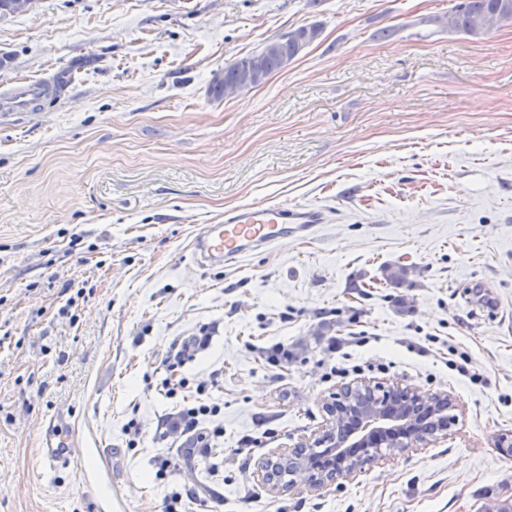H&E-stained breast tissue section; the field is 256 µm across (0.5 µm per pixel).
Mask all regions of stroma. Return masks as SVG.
<instances>
[{"mask_svg": "<svg viewBox=\"0 0 512 512\" xmlns=\"http://www.w3.org/2000/svg\"><path fill=\"white\" fill-rule=\"evenodd\" d=\"M450 6L36 0L0 18V512H166L175 491L189 512L512 501V25L454 32ZM301 26L319 35L286 67L212 97L215 72ZM26 83L57 90L20 106ZM266 204L325 222L199 263L202 225ZM392 263L412 288L386 283ZM364 379L448 396L456 421L353 478L269 490L258 462ZM200 404L224 428L207 454L167 427ZM52 425L78 442L48 470Z\"/></svg>", "mask_w": 512, "mask_h": 512, "instance_id": "1", "label": "stroma"}]
</instances>
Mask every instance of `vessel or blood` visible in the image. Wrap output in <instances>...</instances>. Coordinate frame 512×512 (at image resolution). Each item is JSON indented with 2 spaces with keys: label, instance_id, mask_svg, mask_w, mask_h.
<instances>
[{
  "label": "vessel or blood",
  "instance_id": "vessel-or-blood-1",
  "mask_svg": "<svg viewBox=\"0 0 512 512\" xmlns=\"http://www.w3.org/2000/svg\"><path fill=\"white\" fill-rule=\"evenodd\" d=\"M322 221V211L312 208L291 209L279 204L240 208L226 214L223 220L202 226L196 241L197 255L206 263L235 264L288 238L306 236ZM73 454L72 434L46 432L41 443L45 467L66 465Z\"/></svg>",
  "mask_w": 512,
  "mask_h": 512
}]
</instances>
